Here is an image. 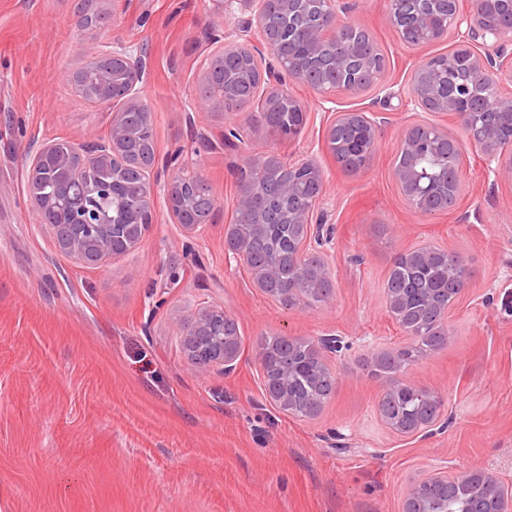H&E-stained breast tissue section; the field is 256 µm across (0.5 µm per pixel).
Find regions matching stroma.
Returning <instances> with one entry per match:
<instances>
[{
  "label": "stroma",
  "instance_id": "obj_1",
  "mask_svg": "<svg viewBox=\"0 0 512 512\" xmlns=\"http://www.w3.org/2000/svg\"><path fill=\"white\" fill-rule=\"evenodd\" d=\"M345 16L385 58L384 84L406 87L422 61L455 36L410 49L385 25L388 0H348ZM78 0H0V512H400L410 484L473 465L512 482V184L467 149L454 208L411 209L392 172L406 125L428 121L462 138L454 116L415 110L375 91L340 94L324 111L304 85L290 94L309 114L294 141L275 140L249 112L198 111L208 32L238 19L212 0H114L113 39L150 56L143 96L153 110L159 164L179 156L201 170L217 204L188 231L156 195L158 221L125 256L91 266L60 252L26 194L27 152L106 133L111 107L80 98L66 72L85 64L103 30H77ZM385 117L370 165L346 174L329 152L336 113ZM229 124L255 151L313 158L328 178L322 201L335 226L329 302L287 310L228 260L224 226L245 162L224 146ZM464 254L470 295L452 319L456 340L419 358L404 382L438 389L445 426L426 438L393 433L376 410L379 387L362 365L370 349L399 345L383 283L395 254L421 242ZM204 307L236 316L244 354L231 373L197 372L182 325ZM339 335L327 356L339 382L315 417L279 411L252 351L263 337Z\"/></svg>",
  "mask_w": 512,
  "mask_h": 512
}]
</instances>
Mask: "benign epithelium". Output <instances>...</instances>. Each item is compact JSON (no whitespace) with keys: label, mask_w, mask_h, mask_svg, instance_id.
I'll return each instance as SVG.
<instances>
[{"label":"benign epithelium","mask_w":512,"mask_h":512,"mask_svg":"<svg viewBox=\"0 0 512 512\" xmlns=\"http://www.w3.org/2000/svg\"><path fill=\"white\" fill-rule=\"evenodd\" d=\"M407 0H388L386 23L394 29L404 44H409L411 34L421 31L425 13H442L448 17L446 32L432 38L436 42L452 32L456 34L459 49L445 56L448 69L464 68L470 81L448 89L433 68L425 61L413 70L405 94L413 106L423 112L450 113L463 129L465 140L458 142L460 153L470 146L478 150L495 177L512 183V153L505 151L499 135V126L512 124V97L501 92L505 81H512V52H507V42L512 40V0H470L466 10L448 12V0H422V12L404 13L401 5ZM221 13L236 11L245 15L240 20L239 34L232 40L214 39V49L204 58L201 66V82L207 83L216 70L224 67L228 48L248 63L259 65L260 79L254 92L272 93L277 102L288 112H301L308 116L304 106L291 100L288 86H307L322 102L335 101L336 93H356L361 90L362 76L351 67L352 50L349 24L342 15L347 12L346 0H213ZM289 20L291 46L304 49V57L294 58L269 39L253 40L252 28L261 31L268 25L271 12ZM88 55L92 60L106 63L98 73L99 94L95 103L111 105L112 88L125 84L121 107L112 114L105 136L96 133L69 150L53 144L43 147L31 160L27 174V197L41 224L52 229H62L56 237L57 246L74 258L88 262L97 255L112 258V249L123 244H140L156 222L153 204L156 181L146 175L148 192L139 199V210L145 216L141 224H104L98 211L102 199L118 197L116 182L100 181L92 185L83 182L79 174L88 168H104L124 150L128 141L146 135L153 129L150 105L141 94V86L147 75L146 57L112 37L91 46ZM331 68L336 71L338 84L333 87L314 85L308 80V70ZM339 121L354 122L365 131L366 145L373 149L378 131L375 118L364 112L343 114ZM419 125L410 124L402 131L397 153L405 154L410 162L402 168H394V176L407 204L420 210L432 196L436 184L434 174L421 168L417 160L433 152L431 141L418 134ZM274 155L272 151L251 152L246 166L237 172L240 191L237 197L236 215L240 223L252 220L254 212L263 203L259 184L253 179V171L265 165ZM198 178H186L178 171L164 183L170 213L184 211ZM54 186L53 194L44 192L46 185ZM310 187L323 200L327 180L321 167L313 159H300L293 163L284 189L288 198L298 199L304 187ZM288 223L302 229V237L290 256L303 278L317 272L330 278L325 261L327 247L332 241L333 227L325 223V214L319 207L299 205L288 217ZM225 255L242 263L246 260L249 244L237 234V225L228 224L224 233ZM438 258L450 263L457 299H464L470 292L468 261L461 253L442 250ZM253 285L263 293L282 300L284 308L299 306L300 290L283 288L275 275L266 269L252 273ZM235 317L222 308L201 310L181 330L180 342L190 363L201 373L215 368L231 373L240 357L239 340L233 330ZM437 334L443 336V346L451 344L457 335L451 311H444L436 321ZM308 359L321 362L324 354H337L347 348L340 336H322L315 340H303ZM271 402L280 408L292 405L291 397L278 379L265 387ZM434 404L438 413L419 418L406 428L409 434L423 437L434 434L440 427L444 400L440 392H434ZM464 481L481 491L485 512H512V484L502 486V479L492 469L472 466L461 471ZM422 482L412 484L406 491L401 512H431L427 498L422 494Z\"/></svg>","instance_id":"7a95c632"}]
</instances>
